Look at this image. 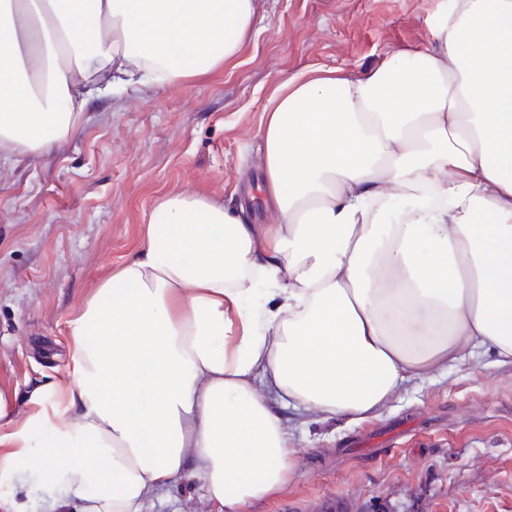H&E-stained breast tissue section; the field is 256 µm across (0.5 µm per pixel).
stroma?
<instances>
[{"instance_id": "35a3bbf8", "label": "stroma", "mask_w": 512, "mask_h": 512, "mask_svg": "<svg viewBox=\"0 0 512 512\" xmlns=\"http://www.w3.org/2000/svg\"><path fill=\"white\" fill-rule=\"evenodd\" d=\"M451 0H267L259 32L223 69L90 105L44 154L0 158V422L64 379L67 321L142 243L155 200L210 196L252 224L274 220L260 127L280 81L316 68L362 72L429 41ZM295 480L259 512H512V365L492 353L412 382L379 417L286 411ZM146 512H216L184 478Z\"/></svg>"}]
</instances>
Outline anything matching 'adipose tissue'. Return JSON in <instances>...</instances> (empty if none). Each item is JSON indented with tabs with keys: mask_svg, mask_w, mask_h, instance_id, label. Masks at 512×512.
<instances>
[{
	"mask_svg": "<svg viewBox=\"0 0 512 512\" xmlns=\"http://www.w3.org/2000/svg\"><path fill=\"white\" fill-rule=\"evenodd\" d=\"M261 0H0V156L89 105L223 69ZM271 224L159 197L144 245L67 322L65 380L0 424V487L143 512L197 478L222 512L293 480L286 410L361 422L475 350L512 363V0H454L363 73L284 79L262 130Z\"/></svg>",
	"mask_w": 512,
	"mask_h": 512,
	"instance_id": "1",
	"label": "adipose tissue"
}]
</instances>
